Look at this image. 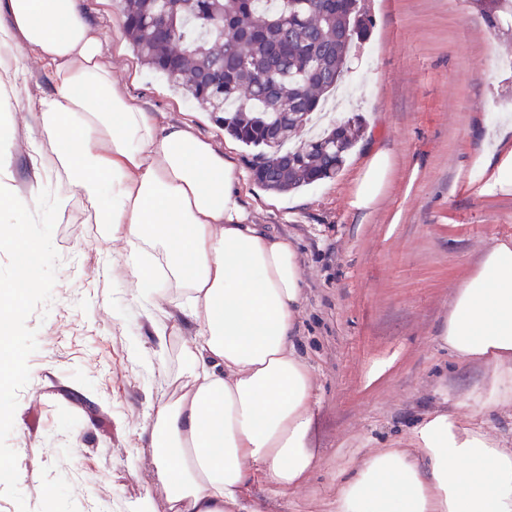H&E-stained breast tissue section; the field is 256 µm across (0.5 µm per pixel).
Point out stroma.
I'll return each mask as SVG.
<instances>
[{
	"label": "stroma",
	"mask_w": 512,
	"mask_h": 512,
	"mask_svg": "<svg viewBox=\"0 0 512 512\" xmlns=\"http://www.w3.org/2000/svg\"><path fill=\"white\" fill-rule=\"evenodd\" d=\"M80 6L113 80L146 111L193 116L243 171L255 223L297 248V351L318 394L315 456L298 488L255 487L261 512H336L347 473L371 453L406 448L411 428L433 411L512 448V403L488 415L472 407L492 368L459 362L435 336L456 287L494 241L512 237V194L465 186L512 121L501 96L512 86V38L491 36L466 0H367L373 25L348 64L349 102L320 121L360 114L363 136L334 178L274 193L255 181L250 149L140 63L115 0ZM376 148L392 151L396 165L367 215L349 200ZM85 207L76 194L51 223L23 227L43 259L40 286L23 295L20 322L0 349V461L16 472L0 484V512H140L147 502L168 512L146 429L195 328L145 312L116 264L125 242H101L96 225L81 221ZM155 319L169 327L162 349ZM384 362L389 370L367 387Z\"/></svg>",
	"instance_id": "1"
}]
</instances>
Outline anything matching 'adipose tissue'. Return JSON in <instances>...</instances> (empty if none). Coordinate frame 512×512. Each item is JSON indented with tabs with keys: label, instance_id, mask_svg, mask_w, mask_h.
<instances>
[{
	"label": "adipose tissue",
	"instance_id": "ef3b65f1",
	"mask_svg": "<svg viewBox=\"0 0 512 512\" xmlns=\"http://www.w3.org/2000/svg\"><path fill=\"white\" fill-rule=\"evenodd\" d=\"M49 78L33 99L27 130L31 179L16 183L11 104L26 83L19 56ZM484 194L512 193V131L495 137ZM394 157L371 153L350 205L372 210ZM65 177L87 203L83 223L100 241L125 239V269L146 307L188 316L180 392L152 417L154 471L168 512H258L254 487L297 485L314 459L313 374L297 355L303 280L293 243L253 223L233 164L187 121L136 105L112 79L100 36L77 0H0V215L29 216L43 180ZM0 241L29 255L17 287H38V248L21 227L0 224ZM464 363L493 368L473 397L490 411L512 402V239L492 244L457 289L438 327ZM415 456L390 449L363 459L345 480L337 512H512V448L482 428L433 412L414 425Z\"/></svg>",
	"mask_w": 512,
	"mask_h": 512
}]
</instances>
